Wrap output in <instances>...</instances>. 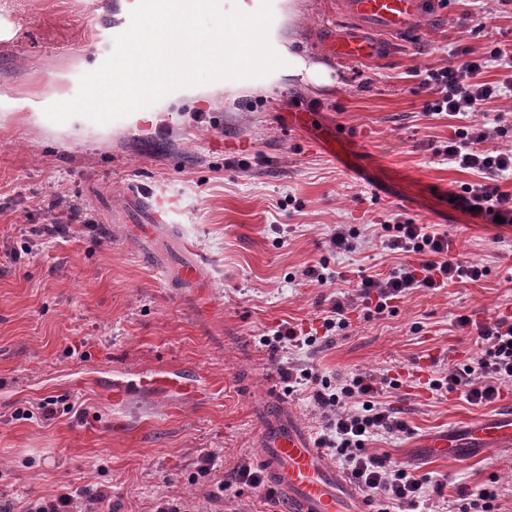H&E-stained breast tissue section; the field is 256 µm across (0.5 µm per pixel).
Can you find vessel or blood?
<instances>
[{
  "mask_svg": "<svg viewBox=\"0 0 512 512\" xmlns=\"http://www.w3.org/2000/svg\"><path fill=\"white\" fill-rule=\"evenodd\" d=\"M436 0H340L342 25L328 31L321 47L342 64L366 63L386 49L385 36L396 35L432 14ZM166 221L164 209L149 207L145 216L128 219L125 236L152 242ZM161 278L195 301L208 300L211 280L192 256L162 268ZM267 415L257 440L259 461L268 484L280 494L283 512H374L345 471L318 448L295 411L275 395L265 397ZM433 448L452 460L483 457L493 452L512 455V413L467 422L433 440Z\"/></svg>",
  "mask_w": 512,
  "mask_h": 512,
  "instance_id": "b4317fda",
  "label": "vessel or blood"
}]
</instances>
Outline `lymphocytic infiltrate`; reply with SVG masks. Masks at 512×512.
Returning a JSON list of instances; mask_svg holds the SVG:
<instances>
[{
  "instance_id": "f902f5d3",
  "label": "lymphocytic infiltrate",
  "mask_w": 512,
  "mask_h": 512,
  "mask_svg": "<svg viewBox=\"0 0 512 512\" xmlns=\"http://www.w3.org/2000/svg\"><path fill=\"white\" fill-rule=\"evenodd\" d=\"M511 52L495 43L481 52L462 46L445 64L427 67L420 82L421 91L428 95L427 112L458 122L446 144L437 148V155L478 176L463 189L460 201L464 208H475L485 220L500 217L508 224L512 223V193L501 190L499 180L512 173V125H488L485 110L512 91V73L500 78L486 75L491 62ZM379 234L382 246L404 255V263L382 278L359 273L354 297L336 299L325 310L323 335L287 323L279 325L273 333L279 347L330 342L333 332L348 326L349 315L356 309H363L369 317H381L390 312L393 302L415 292H438L477 282L487 273L485 266L453 256L451 239L433 225L387 221ZM456 324L459 329H471L479 351L463 367L441 372L429 387L459 393L475 406L492 404L512 386V316L480 321L461 315ZM287 377L309 393L318 424L317 447L342 462L366 498L379 505V512H418L424 478L398 466L389 455L368 449L374 437L409 430L398 411L382 401L388 390L398 388V380L361 372L330 382L299 366L290 367ZM111 498L108 486L80 491L64 486L50 497L2 498L0 512H101Z\"/></svg>"
}]
</instances>
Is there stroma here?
Returning <instances> with one entry per match:
<instances>
[{
	"label": "stroma",
	"instance_id": "1",
	"mask_svg": "<svg viewBox=\"0 0 512 512\" xmlns=\"http://www.w3.org/2000/svg\"><path fill=\"white\" fill-rule=\"evenodd\" d=\"M274 41L322 66L328 78L265 76L219 80L170 93L149 110L156 125L122 117L57 124L46 106L72 99L80 77L109 56L111 26L136 0H0V496L46 497L60 486L112 488V512H150L156 495L192 500L241 460L257 462L263 397L280 401L315 429L305 391L279 373L293 363L319 378L387 372L399 389L383 397L409 424L370 451L427 477L425 512H444L460 487L497 483L499 512H512V457L456 462L420 447L425 436L512 403V390L487 405L458 393L433 394L408 373L421 363L462 365L475 338L455 318L512 314V224H487L457 202L475 174L434 156L452 129L425 114L419 73L448 61L459 45L512 44V0H439L428 20L387 38L370 64L342 65L321 42L339 25L337 0H273ZM491 15L470 33L464 14ZM312 110L310 124H285ZM339 134L335 155L315 135ZM79 219L64 238L44 243L55 195ZM162 199L169 215L160 247H187L212 282L213 310L201 315L165 287L143 248L119 230L125 217ZM401 216L435 224L460 260L486 267L480 281L447 292H417L385 318L350 315L331 346L274 350L278 325L317 328L337 292L359 271L387 275L401 257L383 248L377 223ZM348 224L357 248L339 253L329 238ZM322 262L344 272L340 287L303 274ZM170 377L113 397V383L135 373ZM56 401L44 421L35 409ZM84 414L67 413L68 404ZM20 409L31 410L27 419ZM216 457L201 474L202 455ZM266 487L224 488L223 512H277Z\"/></svg>",
	"mask_w": 512,
	"mask_h": 512
}]
</instances>
